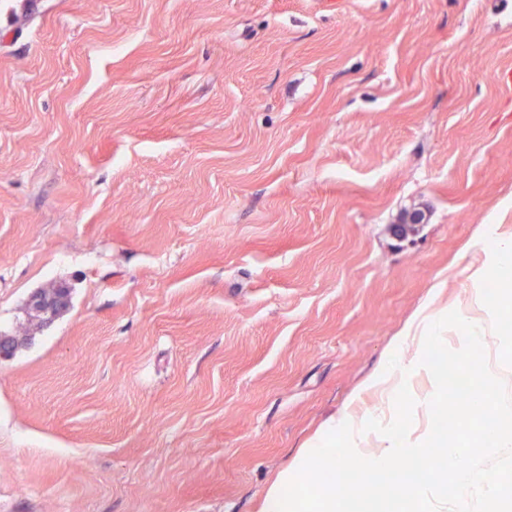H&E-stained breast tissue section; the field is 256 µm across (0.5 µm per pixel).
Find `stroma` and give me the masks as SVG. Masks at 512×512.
Returning a JSON list of instances; mask_svg holds the SVG:
<instances>
[{
  "instance_id": "35a3bbf8",
  "label": "stroma",
  "mask_w": 512,
  "mask_h": 512,
  "mask_svg": "<svg viewBox=\"0 0 512 512\" xmlns=\"http://www.w3.org/2000/svg\"><path fill=\"white\" fill-rule=\"evenodd\" d=\"M506 70L512 0H0V512H262L390 358L431 398Z\"/></svg>"
}]
</instances>
